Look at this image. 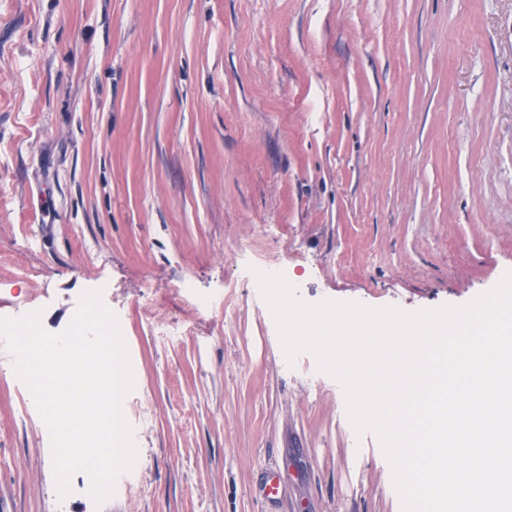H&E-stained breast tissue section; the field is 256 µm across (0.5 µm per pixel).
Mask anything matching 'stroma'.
I'll use <instances>...</instances> for the list:
<instances>
[{
  "instance_id": "stroma-1",
  "label": "stroma",
  "mask_w": 512,
  "mask_h": 512,
  "mask_svg": "<svg viewBox=\"0 0 512 512\" xmlns=\"http://www.w3.org/2000/svg\"><path fill=\"white\" fill-rule=\"evenodd\" d=\"M270 262L406 311L512 271V0H0V316L58 333L102 289L138 448L102 507L82 473L58 500L0 346V512H401L340 385L287 363Z\"/></svg>"
}]
</instances>
